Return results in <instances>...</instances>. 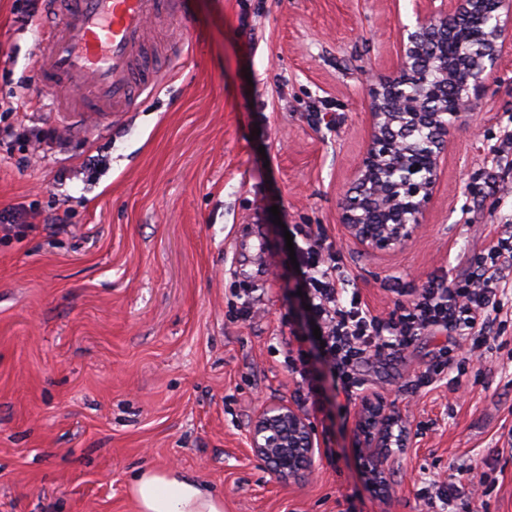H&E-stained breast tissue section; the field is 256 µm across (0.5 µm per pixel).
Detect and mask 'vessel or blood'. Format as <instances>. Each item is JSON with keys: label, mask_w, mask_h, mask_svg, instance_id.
<instances>
[{"label": "vessel or blood", "mask_w": 512, "mask_h": 512, "mask_svg": "<svg viewBox=\"0 0 512 512\" xmlns=\"http://www.w3.org/2000/svg\"><path fill=\"white\" fill-rule=\"evenodd\" d=\"M183 0H44L35 69L72 124L119 120L160 77L152 30L181 42Z\"/></svg>", "instance_id": "obj_1"}]
</instances>
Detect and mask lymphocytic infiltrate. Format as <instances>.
<instances>
[{
    "label": "lymphocytic infiltrate",
    "mask_w": 512,
    "mask_h": 512,
    "mask_svg": "<svg viewBox=\"0 0 512 512\" xmlns=\"http://www.w3.org/2000/svg\"><path fill=\"white\" fill-rule=\"evenodd\" d=\"M291 234L298 241L297 286L308 306V322L319 327L321 336L311 349L287 348L284 362L305 385L312 409H323L328 400L325 379L353 396L363 389L355 378L358 364L394 356L427 331L458 336L465 359L484 358V339L494 334L502 298L512 289V234L480 252L468 277L428 280L387 318L373 314L358 295H347L343 253L321 227L296 224Z\"/></svg>",
    "instance_id": "lymphocytic-infiltrate-1"
}]
</instances>
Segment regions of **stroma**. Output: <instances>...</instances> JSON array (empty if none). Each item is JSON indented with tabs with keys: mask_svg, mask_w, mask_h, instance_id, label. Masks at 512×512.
I'll list each match as a JSON object with an SVG mask.
<instances>
[{
	"mask_svg": "<svg viewBox=\"0 0 512 512\" xmlns=\"http://www.w3.org/2000/svg\"><path fill=\"white\" fill-rule=\"evenodd\" d=\"M412 8L185 0L179 60L100 130L65 125L36 83L42 5L0 0V102L43 137L0 143V213L19 215L0 232V512H135L128 484L168 467L223 494L224 512H431L433 479L445 512H512V319L432 390L414 377L455 356L453 335L361 363L365 399L303 410L317 443L304 477L276 478L247 442L262 404L299 405L282 355L303 325L286 226L321 225L386 317L430 278L468 275L512 218L507 58L451 128L411 243L372 251L340 222L369 78L398 69ZM368 399L401 415L404 447L356 448Z\"/></svg>",
	"mask_w": 512,
	"mask_h": 512,
	"instance_id": "35a3bbf8",
	"label": "stroma"
}]
</instances>
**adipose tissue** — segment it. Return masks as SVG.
Masks as SVG:
<instances>
[{"label": "adipose tissue", "mask_w": 512, "mask_h": 512, "mask_svg": "<svg viewBox=\"0 0 512 512\" xmlns=\"http://www.w3.org/2000/svg\"><path fill=\"white\" fill-rule=\"evenodd\" d=\"M136 512H224V497L175 468L142 471L130 487Z\"/></svg>", "instance_id": "obj_1"}]
</instances>
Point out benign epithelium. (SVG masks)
Segmentation results:
<instances>
[{
	"instance_id": "7a95c632",
	"label": "benign epithelium",
	"mask_w": 512,
	"mask_h": 512,
	"mask_svg": "<svg viewBox=\"0 0 512 512\" xmlns=\"http://www.w3.org/2000/svg\"><path fill=\"white\" fill-rule=\"evenodd\" d=\"M415 23L398 25L399 71L370 85L369 140L341 201L348 236L369 250L400 248L418 234L433 202L448 127L475 111L504 55L512 53V0H414ZM432 51L449 61L446 80L431 84L416 61ZM424 131L419 148L410 134ZM357 444L373 455L407 430L398 415L367 408L356 421ZM253 454L280 479L310 469L309 424L286 404L264 406L247 437Z\"/></svg>"
}]
</instances>
